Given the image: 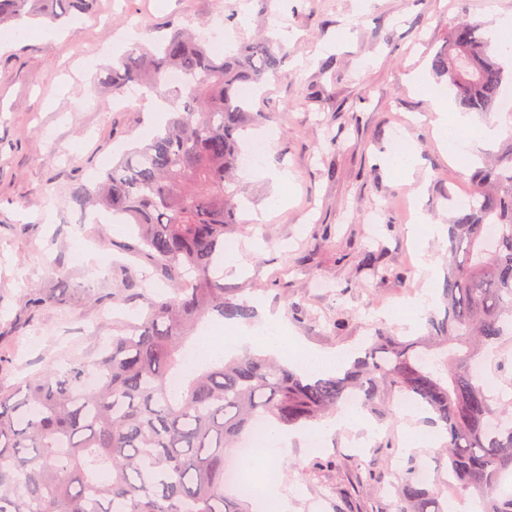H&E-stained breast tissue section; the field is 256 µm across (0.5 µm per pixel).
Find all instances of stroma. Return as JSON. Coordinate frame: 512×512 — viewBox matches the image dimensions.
<instances>
[{
  "mask_svg": "<svg viewBox=\"0 0 512 512\" xmlns=\"http://www.w3.org/2000/svg\"><path fill=\"white\" fill-rule=\"evenodd\" d=\"M506 13L512 0H97L93 13L66 25L33 23L23 36L1 37L0 380L14 385L47 362L64 366L111 335L105 317L144 307L119 291L148 268L129 252L132 226L117 232L91 221L70 195L151 136V117L167 122L158 96L115 97L101 79L113 57L157 40L175 21L223 27L234 45L264 33L285 52L281 74L254 101L272 119L243 140L269 138L260 165L288 178L278 184L237 168L242 206L229 236L244 267L225 275V292L254 306L252 326L280 318L292 365L300 351L348 353L377 329L407 335L390 307L418 293L420 319L437 312L448 249L436 238L413 246L406 200L416 197L430 223L448 224L449 197L472 189L433 134L434 96L449 112L457 106L431 59L455 23L478 17L490 25ZM416 75L423 89L412 85ZM405 115L413 122L404 138L418 156L410 181L383 163ZM259 211L269 219L248 225ZM368 253L386 277L366 268ZM425 259L436 265L429 278L418 273ZM61 278L72 287L67 308L26 306L30 291ZM410 427L426 447L408 450ZM443 443L401 410L383 419L363 411L318 448L293 441L271 488L287 497L288 512H395L407 461L432 468Z\"/></svg>",
  "mask_w": 512,
  "mask_h": 512,
  "instance_id": "1",
  "label": "stroma"
}]
</instances>
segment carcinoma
Segmentation results:
<instances>
[{
	"mask_svg": "<svg viewBox=\"0 0 512 512\" xmlns=\"http://www.w3.org/2000/svg\"><path fill=\"white\" fill-rule=\"evenodd\" d=\"M96 0H0V26L24 18L54 24ZM284 55L258 37L229 55L171 24L138 44L102 82L119 95L130 84L171 103L165 128L126 154L78 205L98 203L140 231L150 275L167 294L142 289L146 307L124 328L65 369L47 364L28 380L0 382V512H251L243 496L224 494V449L256 422L288 428L320 422L356 395L362 409L391 413L411 401L441 427L446 454L434 478L407 465L396 486V512H448V487L476 491L482 512H512L500 489L512 474V399L487 383L488 362L512 340V135L494 163L476 172L473 190L448 225V270L440 313L424 336L369 337L364 355L341 375L306 377L288 362L247 354L189 373L172 391L190 333L207 315L252 317L224 293V232L237 224L229 178L241 132L271 115L251 111L245 88L277 76ZM464 112H494L506 75L486 24L454 26L431 61ZM172 70L185 81H166ZM67 282L26 305L58 307ZM98 375L87 384L88 367Z\"/></svg>",
	"mask_w": 512,
	"mask_h": 512,
	"instance_id": "obj_1",
	"label": "carcinoma"
}]
</instances>
